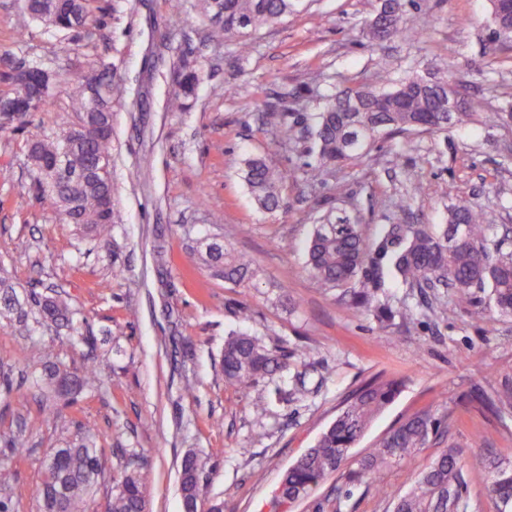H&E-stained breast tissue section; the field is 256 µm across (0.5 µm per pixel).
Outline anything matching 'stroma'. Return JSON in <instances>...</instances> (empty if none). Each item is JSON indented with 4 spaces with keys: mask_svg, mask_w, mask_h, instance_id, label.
I'll return each instance as SVG.
<instances>
[{
    "mask_svg": "<svg viewBox=\"0 0 512 512\" xmlns=\"http://www.w3.org/2000/svg\"><path fill=\"white\" fill-rule=\"evenodd\" d=\"M383 0H303L279 24L252 34V53L210 40L198 0H94L96 26L79 33L21 27L23 0H0V89L20 65L55 79L54 95L28 123L0 128V275L27 295L66 294L84 337L45 326L34 336L0 323V368L20 354L37 367L51 348L71 367L97 356V389L53 414L31 397L0 390V434L28 421L21 455L0 447V464L15 475L14 512H38L36 489L46 449L61 445L76 424L92 428L108 459L88 512H105L128 454L148 464L149 512H181L180 472L187 454L205 464L207 496L219 512H272L286 470L334 420L363 381L382 375L403 385L353 449L360 457L394 426L426 410L449 430L410 461L382 469L389 493L407 491L440 448L477 453L486 431L512 461V420L486 418L477 390L512 375V317L491 312L478 292L462 309L447 289L427 293L400 284L388 259L370 274L387 306L417 316L409 328L379 322L354 308L342 291H325L305 268L317 218L358 220L367 243L389 224H442L448 207L477 205L488 223L512 227V123L464 126L381 138L365 158L332 168L320 184L304 170L316 160L309 140L285 135L286 117L316 112L323 97L353 86H375L382 73L445 78L481 98L487 111L512 107V41L493 35L490 0H424L407 7L417 35L377 42L367 33ZM111 64L123 97L112 107V201L119 224L107 239L77 233L40 201L27 160L36 130L67 126L75 115L72 88L93 64ZM196 70V98L181 112L168 102L177 74ZM259 156L288 171L282 209L260 210L240 176V162ZM150 179H143V171ZM347 192L337 195V183ZM407 197L399 211L390 199ZM171 252L166 277L152 261L155 233ZM205 237L250 256L257 270L234 287L213 276L195 252ZM251 308L239 322V306ZM245 332L268 346L288 347V379H266L243 391L224 379L221 356L229 334ZM264 398L265 415L252 403ZM328 477L283 512H390L362 482L336 502Z\"/></svg>",
    "mask_w": 512,
    "mask_h": 512,
    "instance_id": "stroma-1",
    "label": "stroma"
}]
</instances>
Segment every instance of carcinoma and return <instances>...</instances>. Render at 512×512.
<instances>
[{
    "label": "carcinoma",
    "mask_w": 512,
    "mask_h": 512,
    "mask_svg": "<svg viewBox=\"0 0 512 512\" xmlns=\"http://www.w3.org/2000/svg\"><path fill=\"white\" fill-rule=\"evenodd\" d=\"M301 0H200L202 13L213 22L210 37L215 41L233 40L238 55L251 51L252 32L273 25L298 10ZM395 17L378 26L370 22L368 33L379 42L408 38L413 30L403 24L405 0H391ZM25 15L36 22L46 14L56 16L57 30L77 32L97 22L90 0H27ZM198 73L185 71L179 80L180 92L170 102L173 111L187 107L185 99L193 95ZM385 88H358L362 111L349 112L346 92L326 99L312 124L299 122L286 127L291 138L309 134L317 150V163L308 165L306 179L321 183L329 168L365 157L382 136H399L426 130L446 133L453 127L470 123L494 125L512 121L511 112H484L482 102L468 99L456 112L442 111L441 95L432 87L424 88L405 75L396 80L381 77ZM71 106L80 119L93 110L87 89L77 84ZM105 131H90L82 144L70 151L68 174L51 179L39 170L62 148L68 129L36 133L29 147L28 160L47 208L66 224L87 235L108 237L118 223L115 209H102V200L112 196V175L89 172L99 156L112 157V112L101 115ZM241 177L258 207L274 213L282 206L281 185L288 173L271 169L258 157L243 161ZM205 266L225 282L238 285L254 274L251 260L235 256L219 242L208 248H196ZM391 257L401 282L408 288L450 289L459 306L475 303V291L489 289L487 307L503 317H512V238L498 233L497 226L486 223L480 210L462 200L448 207L445 224H390L375 249L366 244L359 225L348 218L319 217L306 246L309 273L326 290L343 289L358 310L394 317L392 309L379 302L378 288L367 273L374 257ZM38 311L40 318L56 325L72 323V308L61 294L20 297L5 277H0V320L16 322L29 329V316ZM288 351L269 347L256 336L236 333L224 341L221 367L224 379L243 389L288 369ZM98 365L91 361L80 370L66 368L53 353L43 352L34 385L39 397L54 406L66 405L83 392L98 387ZM397 378H372L359 386L343 402L330 426L315 445L308 449L284 473L279 490L294 502L326 478L337 475L347 483L368 482L386 465L410 460L439 435L441 423L428 412H419L386 434L379 445L347 474L343 462L364 436L372 419L400 392ZM483 414L495 420L512 417V376L477 395ZM484 452L475 456L469 467L488 474L486 494L497 512H512V463L490 447L485 435L476 437ZM0 446L17 453L27 447L26 427L0 441ZM43 478L37 490L39 512H86L88 498L104 476V450L98 435L80 425L76 433L58 448L49 449L42 462ZM204 466L195 455L184 458L181 468L182 512H199L204 499L201 474ZM148 470L131 456L124 475L112 493L108 512H148ZM391 501L393 512H469L460 451L450 445L440 451L410 490L403 494L382 491Z\"/></svg>",
    "instance_id": "obj_1"
}]
</instances>
